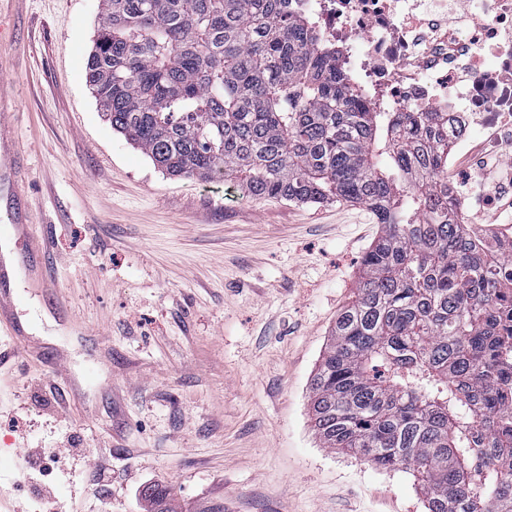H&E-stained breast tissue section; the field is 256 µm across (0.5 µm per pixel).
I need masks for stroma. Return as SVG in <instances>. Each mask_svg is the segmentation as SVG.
<instances>
[{
    "mask_svg": "<svg viewBox=\"0 0 512 512\" xmlns=\"http://www.w3.org/2000/svg\"><path fill=\"white\" fill-rule=\"evenodd\" d=\"M22 187L55 282L18 278L31 353L0 365V512H423L418 481L321 447L310 380L379 232L345 202L252 199L171 177L105 120L86 84L99 0H0ZM61 357L52 374L45 357ZM62 470L29 451L64 448ZM111 453L102 473L95 453ZM145 496L154 504V512H178L173 506L174 496L168 486H149Z\"/></svg>",
    "mask_w": 512,
    "mask_h": 512,
    "instance_id": "obj_1",
    "label": "stroma"
}]
</instances>
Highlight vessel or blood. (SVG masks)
Instances as JSON below:
<instances>
[{"label": "vessel or blood", "mask_w": 512, "mask_h": 512, "mask_svg": "<svg viewBox=\"0 0 512 512\" xmlns=\"http://www.w3.org/2000/svg\"><path fill=\"white\" fill-rule=\"evenodd\" d=\"M11 84L0 79V186H6L12 204L8 206V222L0 226V241L24 240L29 244L27 252L12 259L0 257V329H6L11 336L22 337L23 328L16 317V299L6 287L7 281L20 270L29 272L32 283L39 288H51L52 282L39 257L45 251L43 243L31 236L33 213L22 194L17 190V174L20 156L13 141V119L6 107L11 102Z\"/></svg>", "instance_id": "b4317fda"}]
</instances>
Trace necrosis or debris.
Masks as SVG:
<instances>
[{
  "mask_svg": "<svg viewBox=\"0 0 512 512\" xmlns=\"http://www.w3.org/2000/svg\"><path fill=\"white\" fill-rule=\"evenodd\" d=\"M485 4L484 17L469 7ZM319 37L342 49L348 68L376 112H443L452 124L449 196L474 237L496 250L512 246V223H484L512 199V0H294ZM474 24L453 43L459 24ZM481 142L485 161L497 158L505 176L462 168L459 156Z\"/></svg>",
  "mask_w": 512,
  "mask_h": 512,
  "instance_id": "necrosis-or-debris-1",
  "label": "necrosis or debris"
}]
</instances>
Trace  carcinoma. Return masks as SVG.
Returning <instances> with one entry per match:
<instances>
[{
  "mask_svg": "<svg viewBox=\"0 0 512 512\" xmlns=\"http://www.w3.org/2000/svg\"><path fill=\"white\" fill-rule=\"evenodd\" d=\"M290 0H100L87 82L172 177L368 207L380 233L310 382L325 448L410 471L426 512H512V258L448 199L440 112H372ZM145 496L177 512L167 486Z\"/></svg>",
  "mask_w": 512,
  "mask_h": 512,
  "instance_id": "1",
  "label": "carcinoma"
}]
</instances>
